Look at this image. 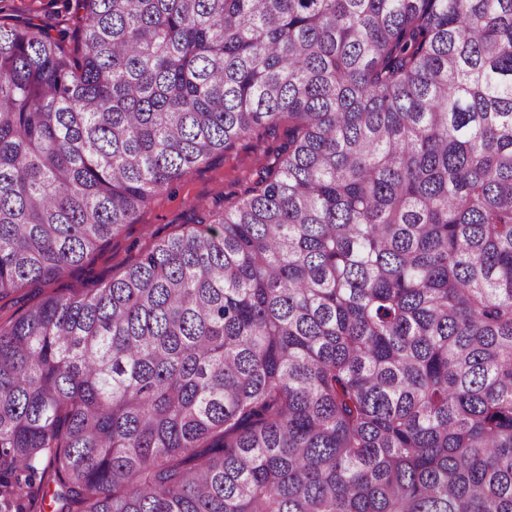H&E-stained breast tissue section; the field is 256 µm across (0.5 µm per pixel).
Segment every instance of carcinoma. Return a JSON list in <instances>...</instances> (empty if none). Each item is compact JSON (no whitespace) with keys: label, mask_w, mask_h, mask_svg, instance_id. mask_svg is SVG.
<instances>
[{"label":"carcinoma","mask_w":512,"mask_h":512,"mask_svg":"<svg viewBox=\"0 0 512 512\" xmlns=\"http://www.w3.org/2000/svg\"><path fill=\"white\" fill-rule=\"evenodd\" d=\"M77 3L0 22V299L288 128L0 320V512H512V0ZM63 0H0V16L12 20H32L54 30L72 32L78 25L81 14L75 7V1L65 5ZM284 132L285 128L281 127L277 136L262 141L252 138L238 141L224 159L171 184L156 195L133 224L114 236L95 260L80 268L66 269L47 284L27 286L0 300V318L5 320L54 292L90 288L92 278L107 281L137 257L152 235L175 234L184 224H196L198 217L209 210H222L224 204L230 205L240 189L236 178L248 177L256 159L265 152H272L283 140Z\"/></svg>","instance_id":"obj_1"}]
</instances>
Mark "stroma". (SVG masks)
Wrapping results in <instances>:
<instances>
[{
	"label": "stroma",
	"mask_w": 512,
	"mask_h": 512,
	"mask_svg": "<svg viewBox=\"0 0 512 512\" xmlns=\"http://www.w3.org/2000/svg\"><path fill=\"white\" fill-rule=\"evenodd\" d=\"M0 14L17 21L30 20L54 30L73 31L79 12L64 0H0ZM281 142L274 136L264 140L238 141L235 148L210 166L202 167L156 195L152 204L133 224L114 236L87 265L65 270L46 284L30 285L0 300V318L38 301L46 295L89 287L91 279L109 280L113 273L137 257L151 236L177 233L196 223L201 214L223 209L234 201L240 178L249 176L256 159L273 151Z\"/></svg>",
	"instance_id": "35a3bbf8"
}]
</instances>
